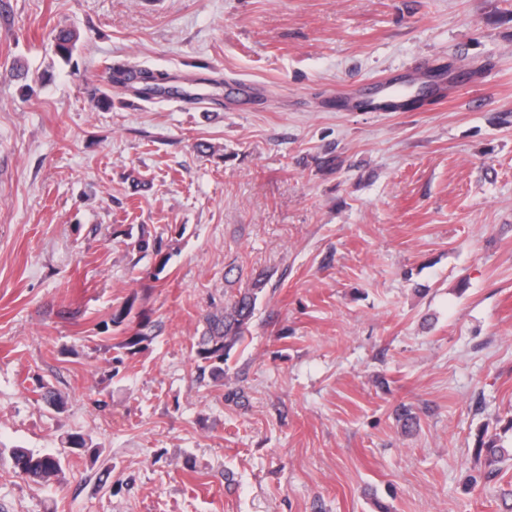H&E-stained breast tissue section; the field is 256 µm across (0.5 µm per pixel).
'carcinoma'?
<instances>
[{
  "instance_id": "1",
  "label": "carcinoma",
  "mask_w": 512,
  "mask_h": 512,
  "mask_svg": "<svg viewBox=\"0 0 512 512\" xmlns=\"http://www.w3.org/2000/svg\"><path fill=\"white\" fill-rule=\"evenodd\" d=\"M52 41L58 55L69 60L76 49V34L66 28H58L52 34ZM126 235L135 237L134 248L144 254L160 257V267H165L169 256L162 252L161 242L146 234L144 229L133 235L127 230ZM271 275L261 272L252 277L250 287L239 288L236 292L224 295V305L213 307L204 316L205 330L194 344L195 358L199 362L200 372H207L214 379L224 378V365L232 351L242 344L250 333V326L257 310L259 299L270 282ZM136 330L119 343V347L131 352L144 349L143 343L152 340L146 332L151 323L150 318L140 312L136 316ZM479 447L486 450L490 464H496L509 458L512 449L504 447L500 438L491 435L480 441ZM11 460L16 473L44 485L59 481L63 473V457L60 453H33L24 448L11 451Z\"/></svg>"
}]
</instances>
